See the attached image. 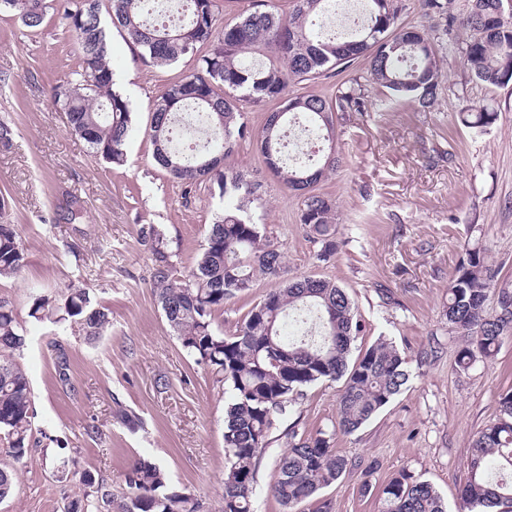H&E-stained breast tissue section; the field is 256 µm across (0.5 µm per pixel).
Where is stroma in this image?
Returning a JSON list of instances; mask_svg holds the SVG:
<instances>
[{
	"instance_id": "35a3bbf8",
	"label": "stroma",
	"mask_w": 512,
	"mask_h": 512,
	"mask_svg": "<svg viewBox=\"0 0 512 512\" xmlns=\"http://www.w3.org/2000/svg\"><path fill=\"white\" fill-rule=\"evenodd\" d=\"M114 88L132 108L124 165L96 158L72 134L50 91L78 62L76 37L49 12L37 29L0 14V121L14 129L0 145V221L13 224L26 253L15 277L0 279L26 344L17 357L33 394L36 444L15 460L0 436V467L14 470V494L0 512H64L83 488L62 469L107 483L113 500L127 491L131 463L145 458L171 482L221 512L227 385L186 355L164 321L151 288L154 257L141 235L156 225L172 260L188 270L206 230L224 205L205 185L173 182L152 160L150 107L166 86L197 67L188 55L169 66L141 60L108 28ZM442 92L423 110L371 86L368 111L336 122L340 164L318 190L336 202L340 247L320 260V243L298 222L301 201L266 168L253 139L238 141L228 162L262 186L252 215L286 257L285 279L326 277L344 287L361 316L354 343L393 342L409 360L401 392L353 434L332 446L353 468L323 496L333 512H380L378 488L406 471L430 481L461 512L473 434L496 419L498 400L512 391V334L495 360L468 370L456 365L461 337L445 314L448 282L466 248L480 247L499 268V287L512 289V83L488 87L459 57L444 56ZM488 107L496 121L477 131L460 112ZM83 203L79 221L63 220L65 194ZM90 292L111 318L88 339L79 327L31 317L34 298L71 286ZM69 357V383L58 379L55 345ZM336 383L305 389L279 417L256 476L254 512H282L269 494L288 432L306 437L338 420ZM135 415L126 426L121 413ZM370 492H362L363 481Z\"/></svg>"
}]
</instances>
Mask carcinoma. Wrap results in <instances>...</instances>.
<instances>
[{"label": "carcinoma", "mask_w": 512, "mask_h": 512, "mask_svg": "<svg viewBox=\"0 0 512 512\" xmlns=\"http://www.w3.org/2000/svg\"><path fill=\"white\" fill-rule=\"evenodd\" d=\"M333 0H294L288 16L273 0H256L238 21L217 29L215 0H177L173 20L151 19L150 0H57L56 10L75 32L79 63L73 77L52 88L56 107L69 129L92 153L121 166L130 131L131 104L113 89L106 13L124 33L141 59L169 65L186 55L197 56L192 74L170 83L152 105L149 137L155 162L178 183L206 182L210 193L234 199L232 207L209 225L202 252L187 275L170 260L163 232L143 229L155 259L151 288L162 314L182 349L204 366L217 382L230 386L224 425V493L222 512H254L256 475L262 453L279 415L295 403L303 389L342 382L338 429L310 437L288 434V450L278 460L270 485L284 512L317 501L314 512H332L331 501L316 500L352 466L331 448L336 432L351 434L384 408L409 379L408 361L385 340L350 359L360 332L347 290L335 282L300 276L277 285L244 316L231 336L215 325L224 304L247 293L258 277H280L284 252L261 234L252 205L262 200L261 184L234 167L223 165L233 141L251 138L268 170L285 191L301 198L299 223L321 244L320 258L336 254V206L316 186L336 172V156L327 153L311 165L286 162L288 121L299 114L330 141L335 114L365 112L371 105L368 86L383 87L396 98L423 108L438 99L442 69L438 51L458 54L478 81L502 86L512 81V8L507 0H469L465 17L451 11V0H419L424 16L437 21L435 34L401 21L402 0H365L366 16L347 37L320 22ZM31 29L45 21L47 0H0ZM470 37L457 42L455 29ZM366 76L343 82L336 95L291 94L288 85L343 72L358 63ZM273 107L263 127L254 132L241 122L245 106ZM193 111L208 138L224 142L218 149L196 144L183 149L178 118ZM461 123L482 130L496 119L486 108L462 112ZM59 208L70 221L80 218V199L68 195ZM26 264L14 225L0 222V278H10ZM498 308L486 309L490 294ZM292 312L311 317L314 329L286 340L280 325ZM36 319L73 322L85 336L97 338L110 325L104 308L91 303L84 288H69L58 299L43 292L31 308ZM448 325L463 339L456 363L467 370L493 359L501 337L512 333V290L497 287V272L481 250L468 248L448 284ZM25 345L10 304L0 300V431L11 456L22 460L32 450L31 389L15 355ZM499 415L471 441L468 477L461 499L468 512H512V393L498 401ZM78 482L88 488L68 501L65 512H112V492L88 473ZM126 496L118 512H204L203 503L168 480L155 463L140 458L129 468ZM15 473L0 468V500L12 495ZM381 512H447L444 499L426 480L402 471L379 489Z\"/></svg>", "instance_id": "obj_1"}]
</instances>
